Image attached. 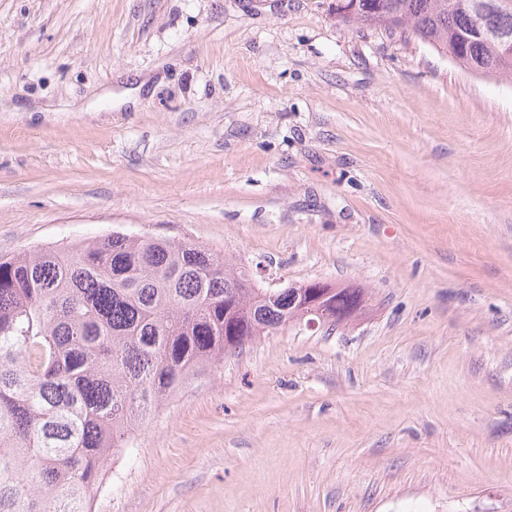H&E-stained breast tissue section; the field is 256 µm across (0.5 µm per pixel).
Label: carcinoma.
Instances as JSON below:
<instances>
[{
  "instance_id": "cac0c4a2",
  "label": "carcinoma",
  "mask_w": 512,
  "mask_h": 512,
  "mask_svg": "<svg viewBox=\"0 0 512 512\" xmlns=\"http://www.w3.org/2000/svg\"><path fill=\"white\" fill-rule=\"evenodd\" d=\"M347 0L342 18L409 31L465 68L512 77L488 31L512 34V0ZM347 286L255 287L196 244L114 232L0 256V512H91L115 455L185 382L300 320L367 313Z\"/></svg>"
}]
</instances>
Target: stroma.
Returning a JSON list of instances; mask_svg holds the SVG:
<instances>
[{
	"mask_svg": "<svg viewBox=\"0 0 512 512\" xmlns=\"http://www.w3.org/2000/svg\"><path fill=\"white\" fill-rule=\"evenodd\" d=\"M116 230L372 312L191 379L92 512H512V80L336 0H0V255Z\"/></svg>",
	"mask_w": 512,
	"mask_h": 512,
	"instance_id": "35a3bbf8",
	"label": "stroma"
}]
</instances>
